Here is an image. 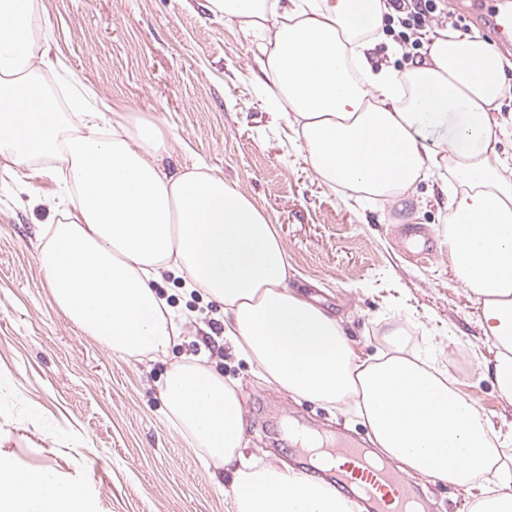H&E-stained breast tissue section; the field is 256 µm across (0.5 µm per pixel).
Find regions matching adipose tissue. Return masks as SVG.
Returning a JSON list of instances; mask_svg holds the SVG:
<instances>
[{
    "mask_svg": "<svg viewBox=\"0 0 512 512\" xmlns=\"http://www.w3.org/2000/svg\"><path fill=\"white\" fill-rule=\"evenodd\" d=\"M259 32L267 104L287 115L316 178L383 204L434 184L448 212V266L481 307L497 354L491 376L512 399V155L492 116L506 61L479 36L439 31L421 63L374 62L383 0H209ZM60 60L37 0H0V160L57 188L39 252L63 316L113 352L166 360L182 333L155 284L182 279L223 314V336L261 379L354 415L377 458L400 471L498 490L477 512H512V466L495 429L453 381L406 351L359 354L341 322L290 287L287 252L250 197L200 161L172 168V146L75 84L60 111L38 74ZM169 420L210 466L232 476L231 512H355L328 482L245 455L234 382L207 357L173 362L162 387ZM78 486L0 462V512H84Z\"/></svg>",
    "mask_w": 512,
    "mask_h": 512,
    "instance_id": "1",
    "label": "adipose tissue"
}]
</instances>
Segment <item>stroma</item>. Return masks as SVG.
<instances>
[{
  "label": "stroma",
  "instance_id": "obj_1",
  "mask_svg": "<svg viewBox=\"0 0 512 512\" xmlns=\"http://www.w3.org/2000/svg\"><path fill=\"white\" fill-rule=\"evenodd\" d=\"M47 36L73 79L95 87L131 121L160 122L173 161L192 151L266 213L288 253L291 285L338 319L357 351L385 349L384 331L448 372L496 427H512V402L493 387L495 348L481 308L451 274L445 212L419 184L404 208L359 203L320 183L284 116L265 106L258 39L211 11L207 0H42ZM22 191L0 166V458L79 485L87 512H229L231 476L204 467L164 415L169 362L113 353L72 325L39 267L50 194L34 177ZM158 293L186 313L170 360L206 351L238 385L245 454L296 464L277 414L362 440L349 416L262 382L223 350L219 308L166 276Z\"/></svg>",
  "mask_w": 512,
  "mask_h": 512
}]
</instances>
